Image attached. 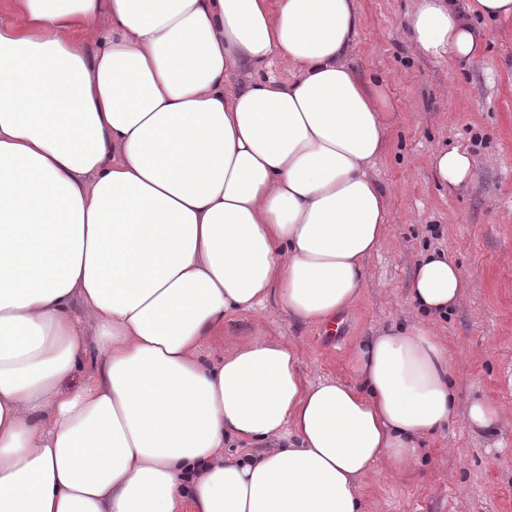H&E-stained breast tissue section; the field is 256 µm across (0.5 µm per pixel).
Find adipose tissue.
Listing matches in <instances>:
<instances>
[{"label": "adipose tissue", "mask_w": 512, "mask_h": 512, "mask_svg": "<svg viewBox=\"0 0 512 512\" xmlns=\"http://www.w3.org/2000/svg\"><path fill=\"white\" fill-rule=\"evenodd\" d=\"M476 13L512 0H417L407 27L469 62ZM358 24L354 0H9L0 512H361L363 479L448 425L453 358L425 324L361 341L352 383H309L276 337L203 356L229 315L273 299L324 326L360 295L391 215L367 172L382 103L345 62ZM275 60L294 82L228 87ZM425 163L451 189L475 176L457 148ZM464 286L430 252L411 301L443 317Z\"/></svg>", "instance_id": "adipose-tissue-1"}]
</instances>
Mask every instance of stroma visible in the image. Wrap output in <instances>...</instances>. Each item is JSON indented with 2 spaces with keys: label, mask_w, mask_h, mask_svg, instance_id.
<instances>
[{
  "label": "stroma",
  "mask_w": 512,
  "mask_h": 512,
  "mask_svg": "<svg viewBox=\"0 0 512 512\" xmlns=\"http://www.w3.org/2000/svg\"><path fill=\"white\" fill-rule=\"evenodd\" d=\"M359 25L347 63L381 98L387 136L369 173L392 221L382 248L365 261L361 293L345 313L343 336L298 320L275 302L239 313L209 346L216 355L251 337L275 336L298 347L309 381L354 380L353 352L390 325L421 315L409 288L416 263L443 251L467 282L463 299L432 328L454 356L459 410L448 429L406 471L368 476L365 512H512V422L488 436L464 411L487 398L512 412V19L488 22L478 58L462 63L423 57L408 37L414 0H355ZM457 147L476 161L474 180L453 192L423 166L424 155Z\"/></svg>",
  "instance_id": "stroma-1"
}]
</instances>
